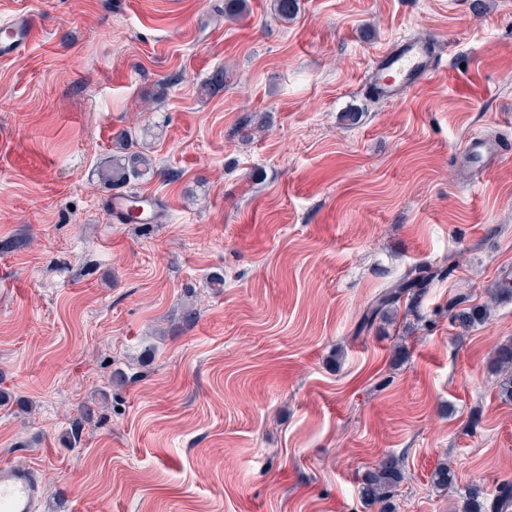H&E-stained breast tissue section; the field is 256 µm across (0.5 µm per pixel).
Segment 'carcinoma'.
<instances>
[{
	"label": "carcinoma",
	"instance_id": "carcinoma-1",
	"mask_svg": "<svg viewBox=\"0 0 512 512\" xmlns=\"http://www.w3.org/2000/svg\"><path fill=\"white\" fill-rule=\"evenodd\" d=\"M274 12L278 19L286 22L297 15L298 0H274ZM157 175L152 159L144 152L135 149V139L121 137L118 151L112 155L109 164L101 169L99 178L103 184L120 189L132 180H148ZM433 275L430 271L415 267L402 277L390 282L363 309L356 325V334L370 331L377 322L389 319L397 312L401 300H407L406 307L416 309L426 294ZM489 308H459V303L448 305L450 320L461 328H470L482 322ZM497 371L503 374L499 382L501 399L512 402V342L500 345L494 356ZM454 473L446 463L434 470L431 481L439 488L452 483ZM406 480L404 456L387 454L382 457L361 479L359 495L368 508L380 506L379 512H395V496ZM512 509V483H502L494 495L486 493L484 487L474 482L462 496L463 512H509Z\"/></svg>",
	"mask_w": 512,
	"mask_h": 512
}]
</instances>
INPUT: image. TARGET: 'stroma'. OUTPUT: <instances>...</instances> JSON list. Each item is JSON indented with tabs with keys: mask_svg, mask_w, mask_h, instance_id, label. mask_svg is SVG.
I'll use <instances>...</instances> for the list:
<instances>
[{
	"mask_svg": "<svg viewBox=\"0 0 512 512\" xmlns=\"http://www.w3.org/2000/svg\"><path fill=\"white\" fill-rule=\"evenodd\" d=\"M247 4L0 0L40 21L0 63V462L41 473L39 512H367L395 452L396 512H461L469 483L512 481L491 367L512 297L448 318L512 268V0ZM403 35L441 65L375 99ZM126 132L154 224L104 208ZM475 134L504 147L479 173ZM415 266L440 272L416 311L355 335ZM136 139L121 137L118 151L112 155L109 164L101 169L99 178L104 185L120 189L131 180H148L158 174L152 159L144 152L134 149ZM461 302L448 305L450 320L461 328H470L476 323L482 322L488 314V306L457 309ZM406 480L403 454H387L361 479L359 495L367 508L380 506L378 512H395V496Z\"/></svg>",
	"mask_w": 512,
	"mask_h": 512,
	"instance_id": "1",
	"label": "stroma"
}]
</instances>
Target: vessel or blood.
Returning a JSON list of instances; mask_svg holds the SVG:
<instances>
[{
    "label": "vessel or blood",
    "mask_w": 512,
    "mask_h": 512,
    "mask_svg": "<svg viewBox=\"0 0 512 512\" xmlns=\"http://www.w3.org/2000/svg\"><path fill=\"white\" fill-rule=\"evenodd\" d=\"M39 32V19L22 13L0 20V60L24 51ZM436 69L435 58L419 40H405L383 53L371 71L372 86L385 98L402 99L425 74ZM40 484L35 469L0 464V512H38Z\"/></svg>",
    "instance_id": "b4317fda"
}]
</instances>
